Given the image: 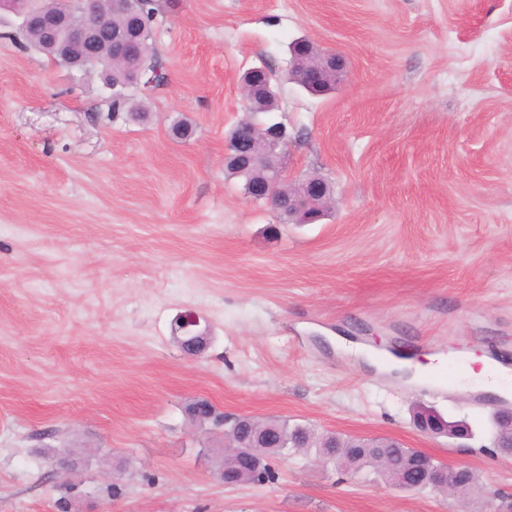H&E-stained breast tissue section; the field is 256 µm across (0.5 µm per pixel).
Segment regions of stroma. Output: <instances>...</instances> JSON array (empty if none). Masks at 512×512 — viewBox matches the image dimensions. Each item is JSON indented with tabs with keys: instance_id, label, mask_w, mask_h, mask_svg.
Returning a JSON list of instances; mask_svg holds the SVG:
<instances>
[{
	"instance_id": "obj_1",
	"label": "stroma",
	"mask_w": 512,
	"mask_h": 512,
	"mask_svg": "<svg viewBox=\"0 0 512 512\" xmlns=\"http://www.w3.org/2000/svg\"><path fill=\"white\" fill-rule=\"evenodd\" d=\"M164 80L148 117L110 112L98 70L47 61L0 24V512H479L476 497L344 475L302 454L228 487L223 427L185 407L398 439L512 493L490 417L459 391L467 353L512 354V0H160ZM306 38L346 76L281 81L291 178L328 180L315 224H284L224 170L247 69ZM191 125L187 139L174 123ZM203 316L189 360L171 323ZM343 336L369 349L356 358ZM458 352L448 386L384 370ZM417 408L466 420L426 434ZM83 458L66 471L53 457Z\"/></svg>"
}]
</instances>
